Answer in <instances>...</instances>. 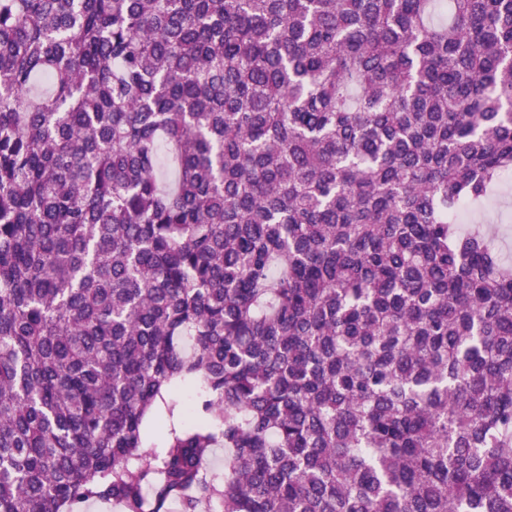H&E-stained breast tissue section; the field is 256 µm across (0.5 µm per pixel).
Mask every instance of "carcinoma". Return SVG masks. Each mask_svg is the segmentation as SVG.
Wrapping results in <instances>:
<instances>
[{
    "label": "carcinoma",
    "instance_id": "obj_1",
    "mask_svg": "<svg viewBox=\"0 0 512 512\" xmlns=\"http://www.w3.org/2000/svg\"><path fill=\"white\" fill-rule=\"evenodd\" d=\"M440 7L0 0V512H512V0ZM512 185V173H511V181L508 177H506L502 188H499L491 197V199L480 206L470 207L469 210V220L465 224L467 227L472 226H486L488 223H503L502 225H498L499 234L497 238V245L501 249L505 260L512 264V258L510 263V252L512 256V198L511 204L510 199L506 197H502L500 195L501 191L504 187ZM504 215L507 219L503 221H497L498 215Z\"/></svg>",
    "mask_w": 512,
    "mask_h": 512
}]
</instances>
